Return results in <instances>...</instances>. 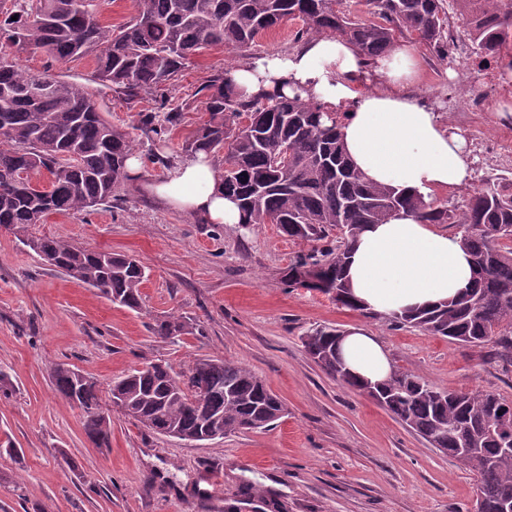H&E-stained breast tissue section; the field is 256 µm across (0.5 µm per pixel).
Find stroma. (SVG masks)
I'll use <instances>...</instances> for the list:
<instances>
[{"label":"stroma","instance_id":"stroma-1","mask_svg":"<svg viewBox=\"0 0 512 512\" xmlns=\"http://www.w3.org/2000/svg\"><path fill=\"white\" fill-rule=\"evenodd\" d=\"M413 92L430 103L484 95L482 71L424 45ZM240 51L213 48L197 56L168 100L194 94L206 78L238 65ZM494 110L445 112L447 128L467 140L471 187L502 174L512 125ZM185 113L170 135L137 151L138 179L118 200L71 215H50L30 234L67 240L139 259L148 280L143 309L113 305L94 289L53 270L0 229V512H225L241 481L270 489L279 512H471L476 476L403 426L375 401L331 379L306 354L302 336L331 325L364 327L378 336L395 368L451 392H492L512 403V363L492 347L475 348L383 318H366L331 295L290 288L284 277L311 242L274 224H202L172 210L146 186L167 173L152 155L178 163L185 137L204 119ZM176 313L192 325L175 343L155 339L152 316ZM218 356L248 366L287 408L275 428L214 441L185 442L147 431L111 411V445H93L79 409L55 390L49 367L66 363L101 386L154 359L180 366Z\"/></svg>","mask_w":512,"mask_h":512}]
</instances>
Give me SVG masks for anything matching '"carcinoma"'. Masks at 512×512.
Wrapping results in <instances>:
<instances>
[{
  "instance_id": "cac0c4a2",
  "label": "carcinoma",
  "mask_w": 512,
  "mask_h": 512,
  "mask_svg": "<svg viewBox=\"0 0 512 512\" xmlns=\"http://www.w3.org/2000/svg\"><path fill=\"white\" fill-rule=\"evenodd\" d=\"M103 0H0V229H27L50 214L70 215L109 203L127 179L126 161L135 139L109 123L95 94L62 75L20 67V54L40 51L67 62L92 57L90 81L112 89L136 107L178 81L201 50L244 51L262 34L298 19L297 39L333 35L353 43L369 63L386 56L406 34L438 54L448 53L446 0H366L379 21H356L342 0H136L135 12L119 26L101 19ZM461 5L458 35L483 59L512 34V7L505 0H454ZM17 20H12L13 16ZM195 96L208 118L187 136L183 149L224 154V193L238 202L244 224H276L282 235L325 248L301 255L288 269L290 288L336 292L345 308L373 317L349 296L344 272L353 244L368 224L402 210L426 224L459 228L475 270L461 296L431 308L389 317L398 326L420 329L473 347L488 342L512 360V180L494 177L467 193L460 209L434 206L365 179L339 140L344 119L300 95L238 99L224 85V72L210 75ZM138 111L135 130L154 140L179 126L190 103ZM250 125L242 127L241 118ZM46 171L53 190L21 192L17 171ZM341 231L335 240V231ZM37 253L57 271L133 311L142 309L145 267L124 253L98 251L47 236L34 237ZM320 273L305 284L299 274ZM151 334L163 341L191 333L184 317L152 318ZM342 331L317 326L302 337L305 350L331 378L352 390L360 380L341 374L336 337ZM191 375L205 398L176 388L172 376ZM56 390L83 415L87 439L110 447L109 403L154 434L190 442L211 441L252 430H267L283 417L278 400L247 366L222 358H198L177 369L158 359L136 368L102 390L97 379L65 363L51 366ZM384 409L428 443L447 449L479 481L485 512L512 503V403L491 393L449 392L422 376L397 371L378 389ZM495 419L498 435L486 432ZM246 501L264 502L270 492L244 482Z\"/></svg>"
}]
</instances>
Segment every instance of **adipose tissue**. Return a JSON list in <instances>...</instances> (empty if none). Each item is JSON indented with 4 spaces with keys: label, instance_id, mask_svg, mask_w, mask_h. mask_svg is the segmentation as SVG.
<instances>
[{
    "label": "adipose tissue",
    "instance_id": "adipose-tissue-1",
    "mask_svg": "<svg viewBox=\"0 0 512 512\" xmlns=\"http://www.w3.org/2000/svg\"><path fill=\"white\" fill-rule=\"evenodd\" d=\"M372 73L388 82V90L361 89V81ZM225 78L245 99L298 93L327 110L345 113L341 142L370 182L420 194L431 203L437 192L459 190L469 180L464 138L449 132L436 108L412 92L419 65L411 47L394 46L371 67L347 40L322 36L293 53L254 57L227 70ZM148 190L201 223L241 221L236 202L225 197L222 176L205 152L188 155ZM346 276L352 298L368 312L387 317L456 297L471 285L473 271L460 235L402 212L361 231ZM340 354L357 377L376 382L390 374L385 347L364 328L351 329Z\"/></svg>",
    "mask_w": 512,
    "mask_h": 512
}]
</instances>
